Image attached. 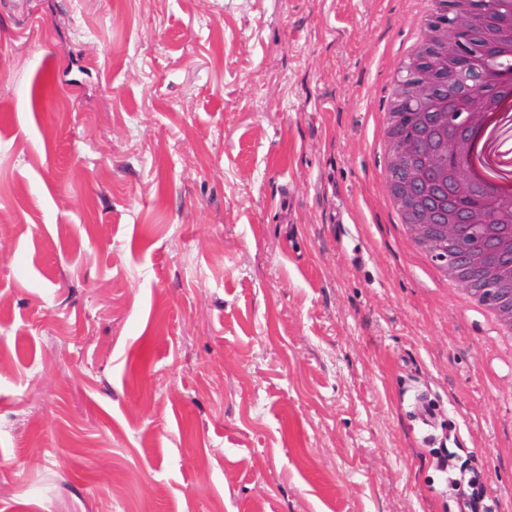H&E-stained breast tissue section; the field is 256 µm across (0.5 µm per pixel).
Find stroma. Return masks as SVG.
Wrapping results in <instances>:
<instances>
[{
	"label": "stroma",
	"instance_id": "obj_1",
	"mask_svg": "<svg viewBox=\"0 0 512 512\" xmlns=\"http://www.w3.org/2000/svg\"><path fill=\"white\" fill-rule=\"evenodd\" d=\"M430 4L0 0V512H456L407 388L512 512V352L383 186ZM413 420L427 429L432 428L436 421L437 409L431 399L424 393H417L413 399Z\"/></svg>",
	"mask_w": 512,
	"mask_h": 512
}]
</instances>
